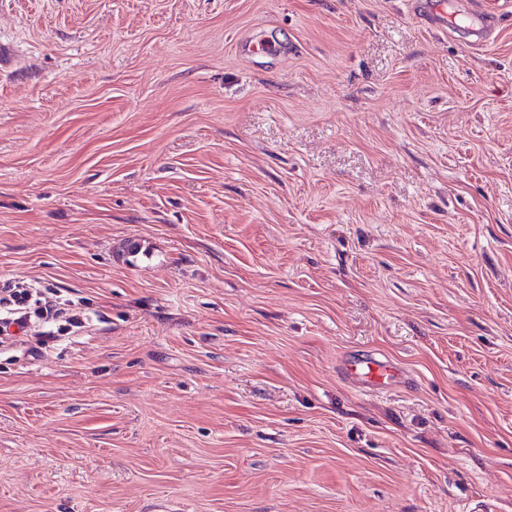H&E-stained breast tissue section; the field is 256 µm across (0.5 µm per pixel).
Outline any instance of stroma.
Here are the masks:
<instances>
[{"mask_svg": "<svg viewBox=\"0 0 512 512\" xmlns=\"http://www.w3.org/2000/svg\"><path fill=\"white\" fill-rule=\"evenodd\" d=\"M409 2L0 0V512H512V0ZM411 6L415 13L436 28L448 27V17L442 11L439 0H414ZM81 305L35 279L14 278L0 289V350L22 348L32 358L49 355L54 343L84 336L92 319ZM336 373L344 383L366 394H384L412 384L400 363L380 353L359 351L345 355L339 359Z\"/></svg>", "mask_w": 512, "mask_h": 512, "instance_id": "35a3bbf8", "label": "stroma"}]
</instances>
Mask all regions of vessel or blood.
I'll return each mask as SVG.
<instances>
[{
	"instance_id": "obj_1",
	"label": "vessel or blood",
	"mask_w": 512,
	"mask_h": 512,
	"mask_svg": "<svg viewBox=\"0 0 512 512\" xmlns=\"http://www.w3.org/2000/svg\"><path fill=\"white\" fill-rule=\"evenodd\" d=\"M412 8L431 25L447 27L448 18L439 0H413ZM336 373L344 383L366 394H384L412 383L410 375L400 363L388 356L366 351L341 357L336 365Z\"/></svg>"
}]
</instances>
